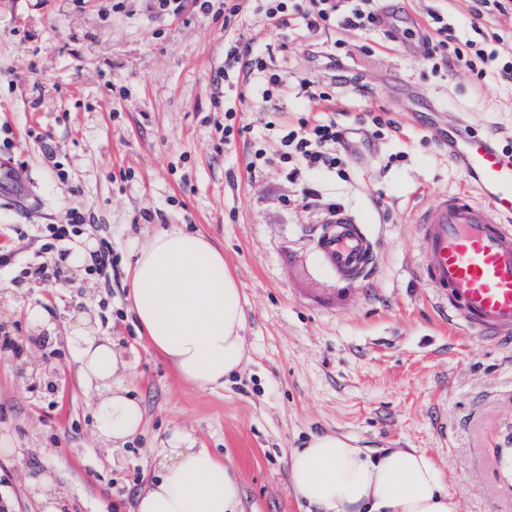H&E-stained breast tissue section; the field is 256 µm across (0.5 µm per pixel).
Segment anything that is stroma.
Here are the masks:
<instances>
[{"instance_id":"obj_1","label":"stroma","mask_w":512,"mask_h":512,"mask_svg":"<svg viewBox=\"0 0 512 512\" xmlns=\"http://www.w3.org/2000/svg\"><path fill=\"white\" fill-rule=\"evenodd\" d=\"M232 22L185 6L156 17L150 0H0V149L17 188L0 196V328L22 338L21 354L0 353V505L40 512L28 481L49 474L63 512H133L153 477L152 456L174 429L225 459L245 512H308L290 487L286 454L317 433L359 447L416 448L442 470L458 512H512V349L466 334L434 308L418 277L421 247L412 213L444 192L467 189L462 164L442 139L454 121L495 131L512 151V84L478 82L465 63L440 68L422 36L429 15L447 16L460 39L497 34L512 60V11L484 18L475 0H376L389 30L309 32L302 20L268 25L261 0H238ZM271 46L290 81L335 82L321 112L348 124L383 109L397 131L368 128L367 146L339 175H311L321 200L337 199L375 239L368 280L338 278L316 249L321 219L300 203L298 181L278 157L248 168L272 148L275 126L305 112L286 97L265 111L247 82L236 96L214 81L224 38ZM343 55L333 81L326 52ZM402 84H394L393 76ZM247 128L224 144V110ZM90 214L65 251H46L44 224ZM183 224L224 250L246 300L252 359L222 388L183 383L140 339L128 309L126 266L147 232ZM112 248L109 275L68 267L79 250ZM59 264L56 284L23 267ZM40 309L46 323L31 326ZM112 339L133 364L131 387L144 424L123 451L94 437V391L78 377L67 338L76 313Z\"/></svg>"}]
</instances>
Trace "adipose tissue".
<instances>
[{"mask_svg":"<svg viewBox=\"0 0 512 512\" xmlns=\"http://www.w3.org/2000/svg\"><path fill=\"white\" fill-rule=\"evenodd\" d=\"M139 336L199 390L223 387L251 358L245 299L223 252L180 224L147 235L126 270ZM78 372L95 391L94 433L119 451L142 425L130 363L112 341L77 328L69 338ZM135 512H243L234 470L175 432ZM292 486L315 512H456L441 471L415 448L371 453L335 434H315L289 458Z\"/></svg>","mask_w":512,"mask_h":512,"instance_id":"ef3b65f1","label":"adipose tissue"}]
</instances>
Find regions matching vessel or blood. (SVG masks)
Returning <instances> with one entry per match:
<instances>
[{
  "instance_id": "1",
  "label": "vessel or blood",
  "mask_w": 512,
  "mask_h": 512,
  "mask_svg": "<svg viewBox=\"0 0 512 512\" xmlns=\"http://www.w3.org/2000/svg\"><path fill=\"white\" fill-rule=\"evenodd\" d=\"M448 154L471 176V188L441 194L414 220L424 249L421 276L437 304L471 336L512 346V154L491 133L453 127ZM317 247L340 278L365 279L374 258L366 225L338 210L322 225Z\"/></svg>"
}]
</instances>
